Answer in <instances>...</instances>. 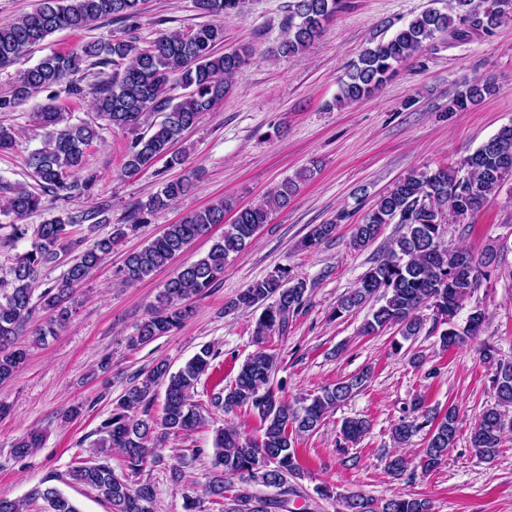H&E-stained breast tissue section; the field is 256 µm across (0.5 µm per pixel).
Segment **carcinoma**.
I'll return each instance as SVG.
<instances>
[{
	"label": "carcinoma",
	"mask_w": 512,
	"mask_h": 512,
	"mask_svg": "<svg viewBox=\"0 0 512 512\" xmlns=\"http://www.w3.org/2000/svg\"><path fill=\"white\" fill-rule=\"evenodd\" d=\"M145 0H40L39 7L11 22L0 23V68L12 65L28 55L33 47L59 30H81L103 18H119L133 25L142 13ZM503 0H448V12L427 9L399 29L390 38L369 43L346 78L340 81L335 102L338 105L358 101L385 85L397 67L411 59L425 42L458 23L456 33L463 37L465 29L490 32L503 17ZM343 0H292L288 5V29L279 46L284 56L304 50L321 33L323 23L335 16ZM204 14L222 16L240 14L246 0H196ZM224 30L216 24H205L190 34H163L146 47L138 45L132 32L122 38L92 42L67 54L44 57L24 70L8 92L0 94V112H10L17 105L41 92L49 93L47 102L33 113V119L49 129L42 147L32 151L28 166L41 187L35 192L24 184L6 183L10 193L5 214L12 217L9 232L0 245L10 247L32 236L30 249L15 256L8 270L9 278L0 280V381L11 379L27 359V349L18 344L21 336L40 345L45 337L67 327L75 313L74 293L100 263L112 253V246L134 231L147 218L169 208L193 188L185 177L166 183L163 188L138 204L130 219L112 226V232L76 255L62 277L34 295L33 284L40 272L55 264L61 252L77 246L70 238V228L89 223L107 224L108 205L96 204L84 210L53 216L31 228L21 223L25 217L47 210L45 196L74 198L87 196L97 175L85 171L87 147L99 138L98 126L90 123L63 124V113L53 104V88L66 84L65 92L79 98L85 88L74 78L81 65L89 60L102 67L101 80L94 91V109L107 125L121 130H137L148 112H158L161 120L150 123L127 144L123 156V172L139 174L157 161L166 159L175 165L182 161L173 146L185 133L196 127L229 88L227 78L238 72L251 58L248 46L226 50L218 55L214 48L223 42ZM124 64V69L111 73L108 66ZM179 75L188 89L178 102L166 97L173 75ZM489 79L471 82L457 92L448 106L456 112L495 94ZM307 177L283 180L266 200L238 211L235 220L224 223V202L186 215L179 223L167 225L164 232L139 251L126 256L116 275L118 283L130 285L172 263L192 241L208 237L217 224L224 225L223 235L198 260L179 268L156 296L147 317L130 337V345L138 347L181 328L195 313L192 299L206 293L224 276L228 259L250 244L262 225L269 223L272 212L288 206ZM512 178V125L498 132L469 155L460 167L442 166L434 171L414 170L399 179L380 195L355 225L350 245L362 250L374 242L384 225L397 222L404 231L385 248L373 265L362 275L355 288L342 295L333 311L340 318L345 312L365 306L373 307L361 325L364 335H377L395 328L406 340L419 335L425 319L421 310L430 308L435 318L450 328L440 334L445 348L458 346L476 338L485 325V314L471 312L463 329L453 328V320L463 304L488 280L493 253L476 260L468 253L444 245L447 226L461 224L496 195L502 184ZM349 213L340 212L325 224H315L306 235L303 246L315 248L333 237L338 224ZM308 304L306 282L286 268L275 270L253 282L231 302L233 309H261L253 334L257 349L245 360L233 384L214 394L212 406L226 413L248 409L261 422L260 435L244 437L233 426L215 431L213 438L214 472L200 496L184 498V512H203L208 500L222 512H286L300 492L288 485V477L300 475L296 454L299 437L311 434L326 416L343 405L361 389L369 372L361 371L346 379L290 402L270 386L276 371L277 357L267 352L270 336L285 335L290 317ZM42 312L45 320L31 326L33 317ZM482 357L495 365V403L475 417L470 444L482 459L494 458L501 446L505 430H512V359L501 358L497 350L484 344ZM216 352L203 346L178 372L157 361L143 379L126 388L110 415L101 422L97 452L103 462H80L71 468V482L95 490L107 501L111 512H153L156 497L154 485L141 479L145 469L163 463L158 452L156 430L166 433H189L205 423L203 410L192 400L191 391L211 366ZM165 386L161 421L154 420L151 404L155 387ZM412 416L403 418L391 430L399 447L424 433L425 448L420 451L417 466L423 473L437 468L448 456L459 431V413L450 406L444 413H431L421 397L411 404ZM370 430L364 418H350L342 423L343 440L358 444ZM47 434L34 429L13 446L15 459L23 461L42 447ZM122 457L123 470L115 472L108 459L112 452ZM412 460L402 453L385 457V470L399 479L411 471ZM238 478L239 485L227 483ZM52 478L34 487L28 498L11 499L0 495V512H25L27 500H42L46 512H79L75 504L55 485ZM272 487L278 493L259 498L253 485ZM344 512H431L425 498L395 494L374 499L361 492L341 494Z\"/></svg>",
	"instance_id": "carcinoma-1"
}]
</instances>
